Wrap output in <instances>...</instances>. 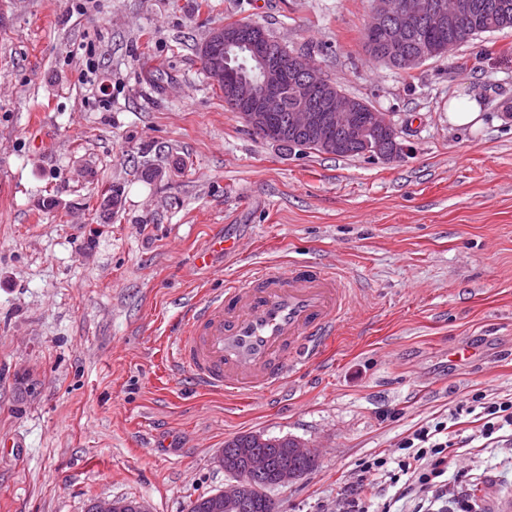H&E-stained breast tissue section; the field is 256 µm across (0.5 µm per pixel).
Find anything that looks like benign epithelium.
I'll return each instance as SVG.
<instances>
[{"label":"benign epithelium","instance_id":"1","mask_svg":"<svg viewBox=\"0 0 512 512\" xmlns=\"http://www.w3.org/2000/svg\"><path fill=\"white\" fill-rule=\"evenodd\" d=\"M497 10L507 7L503 0H453L446 6L440 0H374V9L368 27L383 31L390 44L397 47L406 38L418 34L425 22L444 26L465 18L479 8ZM246 41L252 56L261 64V79L256 85L237 80V73L228 64L224 54L230 46ZM268 38L258 24L241 27L220 26L211 29L201 44V59L210 77L225 83L233 94L236 108L244 109L242 118L252 131L270 137L271 113L281 111L286 91H292L296 105L288 114V132L293 137L308 134L321 146L330 149L343 142L330 135L340 133L359 146L368 156L394 162L405 155L407 148L400 139V131L386 112L372 113L371 125L379 135L369 134L359 114L356 99L330 87L324 74L309 58L292 53L285 59L271 55ZM292 458L317 463L319 449L310 443L292 438L288 443ZM214 463L226 472L231 481L224 489L209 495L211 512H246L249 501L262 489L248 477L229 470L224 453ZM307 475V471L288 464L278 467L277 484L286 487ZM92 512H148L142 501L126 499H97Z\"/></svg>","mask_w":512,"mask_h":512}]
</instances>
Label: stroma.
Segmentation results:
<instances>
[{"mask_svg": "<svg viewBox=\"0 0 512 512\" xmlns=\"http://www.w3.org/2000/svg\"><path fill=\"white\" fill-rule=\"evenodd\" d=\"M0 0V512L133 497L188 512L235 436L307 441L280 512H336L361 463L461 400H512V29L409 72L373 61V0ZM264 26L390 113L405 156L286 150L227 109L197 49ZM477 127L448 121L458 92ZM121 208L97 209L110 188ZM237 254L195 253L217 234ZM332 266L355 306L325 357L241 401L168 370L181 310L257 263ZM455 430L475 512L512 495V444Z\"/></svg>", "mask_w": 512, "mask_h": 512, "instance_id": "stroma-1", "label": "stroma"}]
</instances>
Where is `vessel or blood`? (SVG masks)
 <instances>
[{
	"label": "vessel or blood",
	"mask_w": 512,
	"mask_h": 512,
	"mask_svg": "<svg viewBox=\"0 0 512 512\" xmlns=\"http://www.w3.org/2000/svg\"><path fill=\"white\" fill-rule=\"evenodd\" d=\"M353 297L334 269H256L201 297L178 319L169 360L197 388L260 397L318 358Z\"/></svg>",
	"instance_id": "obj_1"
}]
</instances>
